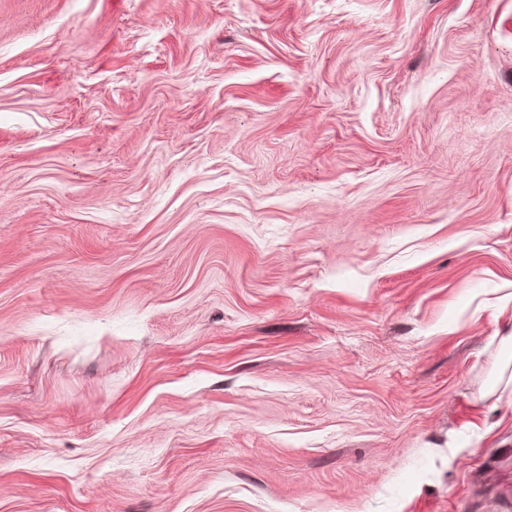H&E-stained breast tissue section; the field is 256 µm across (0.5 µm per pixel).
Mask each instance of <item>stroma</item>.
<instances>
[{
  "label": "stroma",
  "instance_id": "1",
  "mask_svg": "<svg viewBox=\"0 0 512 512\" xmlns=\"http://www.w3.org/2000/svg\"><path fill=\"white\" fill-rule=\"evenodd\" d=\"M512 0H0V512H507Z\"/></svg>",
  "mask_w": 512,
  "mask_h": 512
}]
</instances>
